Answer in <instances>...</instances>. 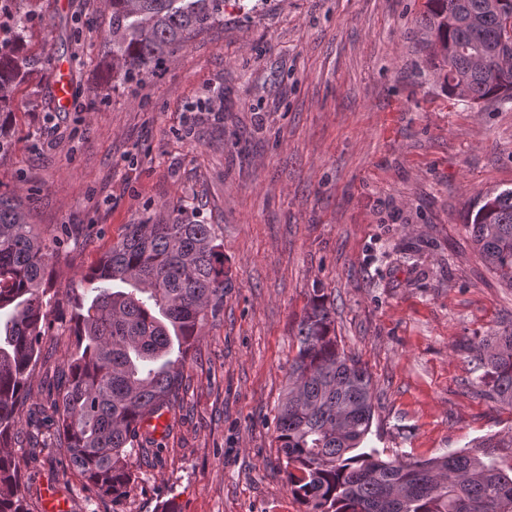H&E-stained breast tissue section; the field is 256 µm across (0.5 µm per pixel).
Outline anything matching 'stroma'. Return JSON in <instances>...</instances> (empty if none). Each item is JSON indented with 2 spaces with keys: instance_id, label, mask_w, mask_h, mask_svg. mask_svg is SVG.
Instances as JSON below:
<instances>
[{
  "instance_id": "obj_1",
  "label": "stroma",
  "mask_w": 512,
  "mask_h": 512,
  "mask_svg": "<svg viewBox=\"0 0 512 512\" xmlns=\"http://www.w3.org/2000/svg\"><path fill=\"white\" fill-rule=\"evenodd\" d=\"M14 5L37 64L10 107L0 192L32 198L43 236L69 238L51 260L29 407L48 409L75 346L74 299L125 225L187 204L224 241V310L188 355L164 433L137 439L126 496H100L48 425L38 460L24 435L12 443L29 512L48 494L70 512H304L274 427L316 288L371 375L366 445L383 459L512 429V409L470 387L477 350L512 322V289L464 227L479 193L512 188V102L442 91L426 0H225L222 21L137 82L89 56L102 0Z\"/></svg>"
}]
</instances>
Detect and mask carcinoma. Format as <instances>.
I'll return each instance as SVG.
<instances>
[{
	"instance_id": "1",
	"label": "carcinoma",
	"mask_w": 512,
	"mask_h": 512,
	"mask_svg": "<svg viewBox=\"0 0 512 512\" xmlns=\"http://www.w3.org/2000/svg\"><path fill=\"white\" fill-rule=\"evenodd\" d=\"M100 54L112 73L141 79L224 14V0H107ZM28 18L0 48V117L29 73L21 45ZM425 29L443 90L474 103L512 101V0H427ZM465 226L486 269L512 288V189L489 190ZM55 253L25 201L0 195V512H28L25 488L6 451L23 422L45 332L48 262ZM76 346L62 370L51 419L77 472L117 500L132 480L131 456L146 416L171 408L188 351L224 310V242L185 208L128 224L85 275ZM298 350L275 416L279 462L306 512H512V431L467 450L423 460H384L364 443L374 394L359 359L339 346L332 308L313 289L298 323ZM476 386L512 408V324L484 344Z\"/></svg>"
}]
</instances>
